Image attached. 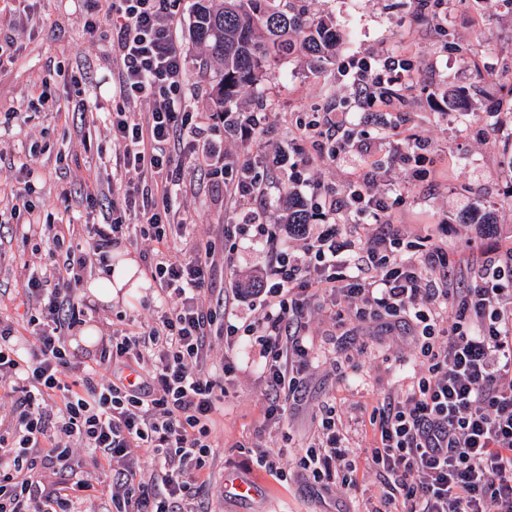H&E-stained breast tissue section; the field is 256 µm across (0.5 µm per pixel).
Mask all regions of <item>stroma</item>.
Segmentation results:
<instances>
[{
  "mask_svg": "<svg viewBox=\"0 0 512 512\" xmlns=\"http://www.w3.org/2000/svg\"><path fill=\"white\" fill-rule=\"evenodd\" d=\"M193 0H175L173 12L178 41L186 60V88L192 109H211L209 81L201 68L202 46L189 35ZM310 16L330 17L340 33L334 63L315 67L304 52H294L268 70L261 83L243 95V108L262 103L270 121L262 135L244 139L210 130L225 164L251 159L260 177L255 198L232 199L223 188L203 180L199 169L186 165L176 204L195 223L197 236L218 224H240L245 216L261 222L281 221L286 192L276 152L298 164L303 182L295 193L311 200L323 191L340 192L352 173L381 166L376 191L400 197L392 223L402 225L409 240L425 236L447 244L462 260L455 271L457 284L471 281L470 257L490 248L512 246V0H429L420 10L417 0H307ZM81 0H23L17 7L0 8V40H14L13 57L0 63V210L31 203L40 216L68 212L66 238L82 242L89 223H104L107 211L89 212L79 184L96 177L111 191L113 145L104 115L120 105L118 73L121 65L110 47V28L89 31ZM380 48L411 57L415 69L403 83L400 102L385 113L360 109L354 90L342 82L337 64L367 56ZM88 74L89 83L74 84L72 75ZM54 106H32L41 94ZM88 112L74 114L77 101ZM343 117L346 126L368 132L369 154L350 149L336 161L302 166L304 157L295 139L297 120L313 109ZM428 141V168L435 178L411 179L401 156L410 137ZM37 148L36 169L41 177L35 193L21 194L19 161ZM482 212L488 224L468 218ZM40 236L0 232V291L9 302L0 318L18 323L22 310L15 299L21 288L20 271L35 251H46ZM145 243L116 250L113 267L134 265L133 277L118 290L111 304L88 295L86 286L99 272L85 270L77 293L87 307L86 323L97 325L110 338L118 315L146 320L142 302L149 293ZM265 255L259 247L240 244L230 259L217 265L209 288L231 296L237 281L254 276ZM255 298L230 303L244 313ZM332 302L308 310L313 334L311 364L303 378L302 394L288 407V420L278 426L266 422L261 406L263 382L255 364L256 337L238 336L224 346L231 370L224 378V410L212 425L214 448L209 477L198 497L209 512H369L382 492L374 475L365 478V491L343 494L312 485L297 459L303 446L317 435L321 409L336 406V416L355 448L371 447L369 414L378 399L399 390L410 373L407 360L415 349L411 331L384 323L339 320ZM281 450L290 471L288 483L266 475L257 459L262 450ZM244 480L257 489L255 497L239 499L227 485Z\"/></svg>",
  "mask_w": 512,
  "mask_h": 512,
  "instance_id": "1",
  "label": "stroma"
}]
</instances>
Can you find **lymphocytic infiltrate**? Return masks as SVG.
<instances>
[{"instance_id": "f902f5d3", "label": "lymphocytic infiltrate", "mask_w": 512, "mask_h": 512, "mask_svg": "<svg viewBox=\"0 0 512 512\" xmlns=\"http://www.w3.org/2000/svg\"><path fill=\"white\" fill-rule=\"evenodd\" d=\"M172 3L106 0L102 17L87 22L112 27L123 104L109 113L108 131L112 163L130 179L113 185L112 219L91 225L85 243L68 244L41 225L50 264L23 280L26 349L16 347L13 324H0V384L11 398V423L0 429V512H83L88 492L100 494L104 512H205L196 490L213 446L210 425L224 409L216 339L259 337L264 416L284 423L312 350L306 312L336 295L351 319L411 326L417 336L420 371L372 409L374 444L362 453L387 490L384 512H512V247L485 253L472 285L454 287L459 255L433 243L404 256L400 231L385 222L396 201L373 192L368 177L322 196L298 249L284 243L286 224L250 220L192 234L171 192L185 164L233 197L253 195L258 179L250 160L224 163L205 135L213 113L190 108ZM338 69L368 105L383 108L413 61L383 49ZM144 100L148 111H135ZM298 134L311 162L338 158L359 137L324 112L309 113ZM344 220L378 232L345 233ZM141 239L153 244L144 256L158 290L146 304L150 321L122 323L93 361L78 358L67 338L85 315L75 295L85 269H107L114 247ZM237 239L267 256L264 312L254 319L229 316L224 297L207 295L212 269ZM345 440L335 407L325 406L298 464L314 483L348 493L360 485V453ZM79 449L88 461L76 460ZM48 470L65 481H46Z\"/></svg>"}]
</instances>
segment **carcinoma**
I'll list each match as a JSON object with an SVG mask.
<instances>
[{
    "instance_id": "cac0c4a2",
    "label": "carcinoma",
    "mask_w": 512,
    "mask_h": 512,
    "mask_svg": "<svg viewBox=\"0 0 512 512\" xmlns=\"http://www.w3.org/2000/svg\"><path fill=\"white\" fill-rule=\"evenodd\" d=\"M304 0H194L191 36L204 45L208 59L202 69L217 62L210 77L216 112H240L241 94L256 86L267 71L289 57L296 46L310 61L330 60L339 34L329 21L307 16ZM309 209L288 197L289 224H306Z\"/></svg>"
}]
</instances>
